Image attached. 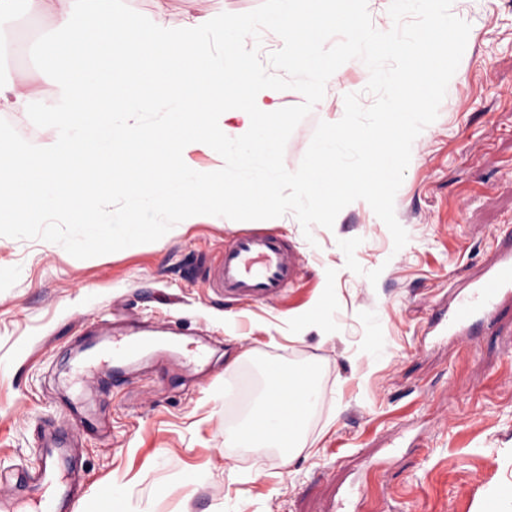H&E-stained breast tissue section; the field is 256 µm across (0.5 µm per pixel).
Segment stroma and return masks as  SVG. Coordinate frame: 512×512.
I'll list each match as a JSON object with an SVG mask.
<instances>
[{"mask_svg":"<svg viewBox=\"0 0 512 512\" xmlns=\"http://www.w3.org/2000/svg\"><path fill=\"white\" fill-rule=\"evenodd\" d=\"M158 26L246 13L261 0H125ZM470 32L437 120L414 140L395 197L409 240L355 201L333 229L303 232L293 214L260 221L306 258L278 301L232 305L207 271L245 224L197 216L158 241L89 259L58 244L0 236V501L28 507L55 433L84 483L67 512H103L99 487L122 492V512H483L512 481V305L465 342L436 341L433 309L477 278L498 235L512 229V0H453ZM53 14L0 29L6 72L36 101L59 86L29 55ZM369 72L342 65L289 138L296 170L321 121L363 106ZM135 316L146 333H180L125 365L126 383L100 382L94 362ZM205 347L206 357L190 353ZM316 362L319 402L291 460L228 448L244 425L266 364Z\"/></svg>","mask_w":512,"mask_h":512,"instance_id":"35a3bbf8","label":"stroma"}]
</instances>
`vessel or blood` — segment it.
<instances>
[{
	"mask_svg": "<svg viewBox=\"0 0 512 512\" xmlns=\"http://www.w3.org/2000/svg\"><path fill=\"white\" fill-rule=\"evenodd\" d=\"M301 263L299 252L266 229H247L225 243L221 257L208 272L212 287L225 297L239 301L266 302L279 299L295 284ZM512 299V240L502 243L500 252L486 273L459 295L447 315L440 318L442 335L467 337L476 321L493 319L505 299ZM305 418L285 409L278 417L282 440L293 439ZM36 512H52L57 496L68 494L55 465H46L36 482Z\"/></svg>",
	"mask_w": 512,
	"mask_h": 512,
	"instance_id": "obj_1",
	"label": "vessel or blood"
}]
</instances>
